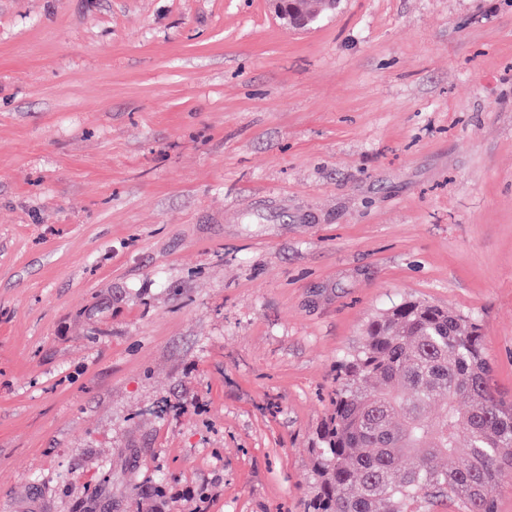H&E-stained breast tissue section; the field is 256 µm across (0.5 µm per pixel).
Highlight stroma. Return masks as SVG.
<instances>
[{
    "label": "stroma",
    "instance_id": "1",
    "mask_svg": "<svg viewBox=\"0 0 512 512\" xmlns=\"http://www.w3.org/2000/svg\"><path fill=\"white\" fill-rule=\"evenodd\" d=\"M405 298L512 402V0H0V512H304ZM133 490L136 512H157L154 503L166 495V488L162 483L153 486L149 492H143L142 487L135 483Z\"/></svg>",
    "mask_w": 512,
    "mask_h": 512
}]
</instances>
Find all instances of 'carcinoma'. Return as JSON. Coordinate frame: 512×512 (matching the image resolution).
<instances>
[{
  "instance_id": "obj_1",
  "label": "carcinoma",
  "mask_w": 512,
  "mask_h": 512,
  "mask_svg": "<svg viewBox=\"0 0 512 512\" xmlns=\"http://www.w3.org/2000/svg\"><path fill=\"white\" fill-rule=\"evenodd\" d=\"M490 376L477 323L418 300L377 315L337 366L305 512H497L496 489L512 475V403ZM448 455L453 468L434 464ZM165 495L161 483L134 484L136 512H156Z\"/></svg>"
}]
</instances>
